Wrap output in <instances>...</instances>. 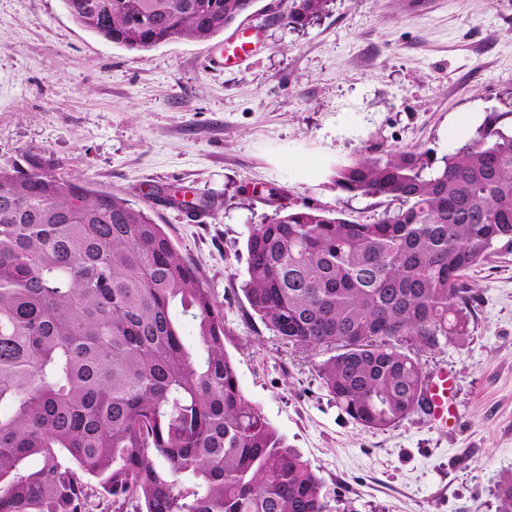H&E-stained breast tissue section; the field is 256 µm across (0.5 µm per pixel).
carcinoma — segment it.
Wrapping results in <instances>:
<instances>
[{"label": "carcinoma", "mask_w": 512, "mask_h": 512, "mask_svg": "<svg viewBox=\"0 0 512 512\" xmlns=\"http://www.w3.org/2000/svg\"><path fill=\"white\" fill-rule=\"evenodd\" d=\"M256 0H62L146 52L210 40ZM328 0H288L287 24ZM387 208L363 222L278 205L250 228L242 292L272 334L323 359L342 410L383 430L422 410V352L470 335L467 272L512 245V109L441 158L419 147L331 168ZM191 324L196 342L183 339ZM330 512L310 465L239 386L224 313L162 225L47 167L0 166V512ZM512 512V478L497 489Z\"/></svg>", "instance_id": "cac0c4a2"}]
</instances>
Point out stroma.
I'll return each mask as SVG.
<instances>
[{"label": "stroma", "instance_id": "obj_1", "mask_svg": "<svg viewBox=\"0 0 512 512\" xmlns=\"http://www.w3.org/2000/svg\"><path fill=\"white\" fill-rule=\"evenodd\" d=\"M283 0L207 41L137 53L79 26L61 0H0V165L36 155L96 189L149 206L224 310L239 385L319 478L331 512H498L512 476V246L468 273L464 341L421 354L455 379L458 427L416 413L373 430L323 388L313 359L252 316L246 238L276 203L340 208L338 160L421 147L444 155L512 105V0H329L289 27ZM248 28L257 48L224 68ZM185 191L199 209L166 205Z\"/></svg>", "mask_w": 512, "mask_h": 512}]
</instances>
